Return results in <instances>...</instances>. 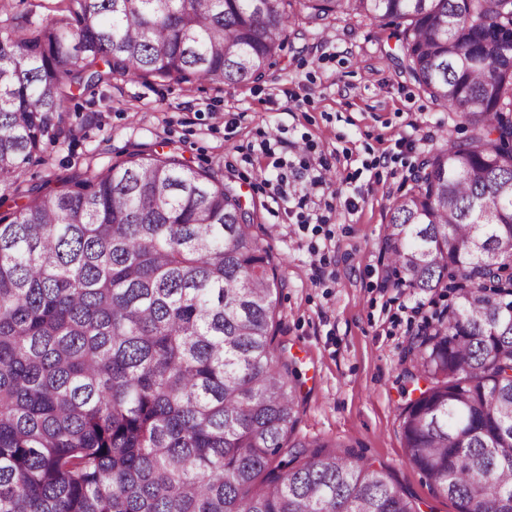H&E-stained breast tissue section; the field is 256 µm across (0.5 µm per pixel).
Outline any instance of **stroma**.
<instances>
[{
    "instance_id": "obj_1",
    "label": "stroma",
    "mask_w": 512,
    "mask_h": 512,
    "mask_svg": "<svg viewBox=\"0 0 512 512\" xmlns=\"http://www.w3.org/2000/svg\"><path fill=\"white\" fill-rule=\"evenodd\" d=\"M56 0H0V33L46 24ZM331 44H324V37ZM379 23L295 17L277 63L239 86L112 79L69 102L71 137L26 165L29 189L99 172L140 151L178 149L194 168L218 172L241 194L280 257L275 344L298 371L295 439H325L386 468L422 512H458L405 455L401 414L411 397L412 338L448 298L387 283L393 202L446 138L467 131L400 65ZM312 140L333 166L336 203L324 231L302 230L270 185L276 171L258 145L265 134ZM354 209H346L344 199ZM328 266L315 279L313 249Z\"/></svg>"
}]
</instances>
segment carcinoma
Returning a JSON list of instances; mask_svg holds the SVG:
<instances>
[{
	"instance_id": "cac0c4a2",
	"label": "carcinoma",
	"mask_w": 512,
	"mask_h": 512,
	"mask_svg": "<svg viewBox=\"0 0 512 512\" xmlns=\"http://www.w3.org/2000/svg\"><path fill=\"white\" fill-rule=\"evenodd\" d=\"M62 2L0 36V184L72 134L74 92L117 75L248 83L293 20L291 0ZM300 2L392 27L419 89L469 129L390 208L396 284L456 299L412 347L424 386L401 432L458 512H512V0ZM248 218L169 152L0 220V512H417L384 468L292 440L286 282Z\"/></svg>"
}]
</instances>
